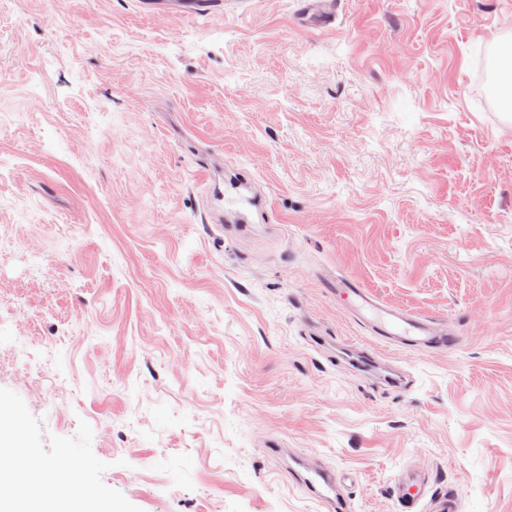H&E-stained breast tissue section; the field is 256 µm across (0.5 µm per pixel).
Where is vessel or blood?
Listing matches in <instances>:
<instances>
[{
  "label": "vessel or blood",
  "mask_w": 512,
  "mask_h": 512,
  "mask_svg": "<svg viewBox=\"0 0 512 512\" xmlns=\"http://www.w3.org/2000/svg\"><path fill=\"white\" fill-rule=\"evenodd\" d=\"M178 14L201 16L222 9L233 12L239 0H169ZM336 12L335 0H297L296 14L308 24L330 25ZM328 291L343 298L345 310L355 317L370 336L387 345L403 348L413 346L423 350L445 348L449 345L446 331L437 320L416 315L396 306L380 302L357 281L339 275L329 280ZM299 481L332 512H347L349 500L336 482V476L326 469H311L299 474ZM396 498L402 512H461L462 505L456 495L433 497L430 480L418 472H410L396 486Z\"/></svg>",
  "instance_id": "1"
}]
</instances>
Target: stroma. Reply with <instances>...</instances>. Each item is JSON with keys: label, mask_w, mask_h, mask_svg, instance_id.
<instances>
[{"label": "stroma", "mask_w": 512, "mask_h": 512, "mask_svg": "<svg viewBox=\"0 0 512 512\" xmlns=\"http://www.w3.org/2000/svg\"><path fill=\"white\" fill-rule=\"evenodd\" d=\"M294 5L0 0V424L84 512H327L296 460L351 512H400L410 465L512 512V0ZM340 274L454 347L372 341ZM161 1H169L164 3ZM243 0H151L143 4L147 8H155L165 4L176 7V13L187 16H201L210 14L224 6V14L233 12L236 5ZM297 17L311 25L329 26L335 18V0H297ZM496 63L499 75L496 79V95L499 109L506 119L512 118V33L510 38L500 41L496 48ZM298 480L320 502L326 503L331 510L346 512L349 500L336 482V475L326 469H309L306 473L295 471Z\"/></svg>", "instance_id": "1"}]
</instances>
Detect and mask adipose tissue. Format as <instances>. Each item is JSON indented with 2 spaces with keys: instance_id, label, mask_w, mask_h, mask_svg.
<instances>
[{
  "instance_id": "ef3b65f1",
  "label": "adipose tissue",
  "mask_w": 512,
  "mask_h": 512,
  "mask_svg": "<svg viewBox=\"0 0 512 512\" xmlns=\"http://www.w3.org/2000/svg\"><path fill=\"white\" fill-rule=\"evenodd\" d=\"M25 455L15 440L0 438V470L5 473L0 480V505H38L42 500L41 489L51 486L58 490L59 496L51 502L50 512H74L77 499L86 494L75 469L38 462L23 469L18 461Z\"/></svg>"
}]
</instances>
